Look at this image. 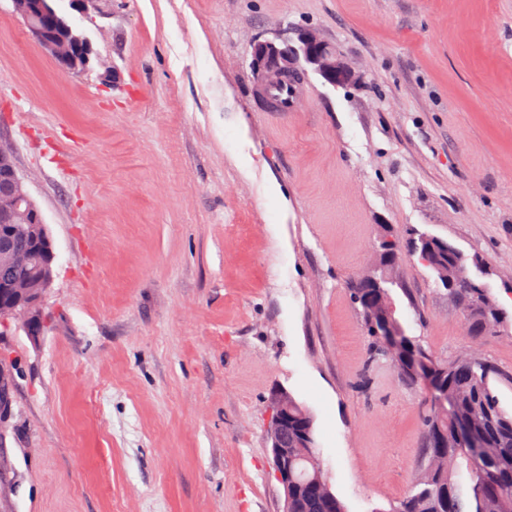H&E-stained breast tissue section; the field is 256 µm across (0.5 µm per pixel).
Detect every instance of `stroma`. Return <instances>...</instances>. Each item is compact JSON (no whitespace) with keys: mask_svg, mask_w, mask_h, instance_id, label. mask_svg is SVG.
Returning <instances> with one entry per match:
<instances>
[{"mask_svg":"<svg viewBox=\"0 0 512 512\" xmlns=\"http://www.w3.org/2000/svg\"><path fill=\"white\" fill-rule=\"evenodd\" d=\"M92 44L61 72L0 0V144L49 227L42 335L0 428V512H282L267 442L283 390L314 417L347 512H388L425 464V393L372 359L348 280L379 225L487 261L512 314V0H70ZM312 29L357 83L256 94L255 42ZM431 354L500 371L417 257L390 288Z\"/></svg>","mask_w":512,"mask_h":512,"instance_id":"obj_1","label":"stroma"}]
</instances>
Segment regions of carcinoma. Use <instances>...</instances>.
<instances>
[{"label":"carcinoma","instance_id":"1","mask_svg":"<svg viewBox=\"0 0 512 512\" xmlns=\"http://www.w3.org/2000/svg\"><path fill=\"white\" fill-rule=\"evenodd\" d=\"M389 224L379 225L378 251L396 245ZM413 254L433 273L435 283L461 306L471 331L484 333L501 327L506 315L481 279L488 276L482 261L467 257L448 240L420 234L410 237ZM394 268L373 273V279H351L350 295L362 308L367 335L372 339V355L384 358L400 373L425 371L439 393L448 395L447 406L434 400L424 415L423 440L426 466L411 490L389 512H512V412L505 411L490 387L499 374L491 363L472 354L452 361L426 353L406 336L395 317V303L389 285ZM398 330L399 350L390 349L385 327ZM288 412L303 419L307 438L288 444L292 467L301 478L298 512H347L342 501L325 490L315 437L314 418L308 409L288 397ZM465 461L470 477L468 489L459 485V461ZM329 495L333 507L319 511L307 507L311 500Z\"/></svg>","mask_w":512,"mask_h":512}]
</instances>
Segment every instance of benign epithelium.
<instances>
[{
	"mask_svg": "<svg viewBox=\"0 0 512 512\" xmlns=\"http://www.w3.org/2000/svg\"><path fill=\"white\" fill-rule=\"evenodd\" d=\"M14 10L19 14L33 38L39 46L57 60L59 66L67 72H85L88 70L92 49L90 43L81 39L72 25L56 16L44 4V0H12ZM252 69L256 75V92L274 103L269 95L271 86L276 83L293 81L301 73L312 70L332 85L346 84L352 80L351 72L341 61L336 48L320 40L309 30L290 33L283 30L278 41L259 42L252 51ZM10 184L4 193V203L0 204V221H9L16 201L29 200L22 179L14 165L8 166ZM39 225L27 231L26 236L40 241L35 250H18L12 237L0 239V263L6 267L22 266L28 260L36 259L41 265L40 274L31 280L14 284L16 298L8 304H0V325L9 329L11 323L7 317L12 315L20 305L27 306L28 312L18 323L31 337L39 336L45 325L42 309L34 308V302L45 298L46 290L52 282V266L55 254L52 242L47 236L48 225L44 223L41 213H36ZM14 382V367H0V424L12 415L11 388ZM288 401L285 393L275 395L273 401V423L268 433V441L272 449L274 473L283 487V512H295L296 499L290 495L291 480L288 461Z\"/></svg>",
	"mask_w": 512,
	"mask_h": 512,
	"instance_id": "obj_1",
	"label": "benign epithelium"
}]
</instances>
